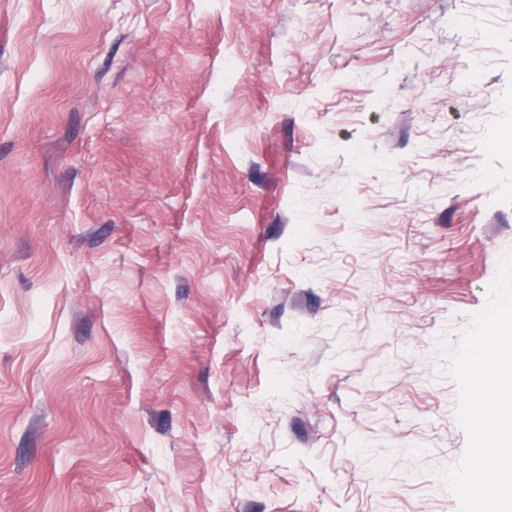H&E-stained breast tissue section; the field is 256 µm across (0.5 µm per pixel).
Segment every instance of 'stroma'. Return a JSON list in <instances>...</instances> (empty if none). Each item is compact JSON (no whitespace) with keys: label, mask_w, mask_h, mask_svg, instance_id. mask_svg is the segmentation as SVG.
I'll use <instances>...</instances> for the list:
<instances>
[{"label":"stroma","mask_w":512,"mask_h":512,"mask_svg":"<svg viewBox=\"0 0 512 512\" xmlns=\"http://www.w3.org/2000/svg\"><path fill=\"white\" fill-rule=\"evenodd\" d=\"M508 127L512 0H0V512H456Z\"/></svg>","instance_id":"1"}]
</instances>
